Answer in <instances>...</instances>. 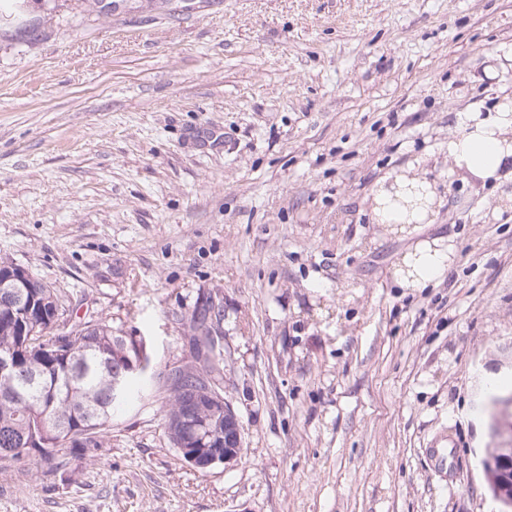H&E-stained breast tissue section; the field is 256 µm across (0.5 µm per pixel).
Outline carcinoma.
Segmentation results:
<instances>
[{
	"label": "carcinoma",
	"mask_w": 512,
	"mask_h": 512,
	"mask_svg": "<svg viewBox=\"0 0 512 512\" xmlns=\"http://www.w3.org/2000/svg\"><path fill=\"white\" fill-rule=\"evenodd\" d=\"M26 290L17 305L10 290ZM223 310L205 301L194 307L186 324L195 337V364L171 370L170 406L163 425L172 446L185 441L186 419L205 422L215 432L203 455L222 452V417L199 408L201 390L221 393L222 354L212 334ZM15 355L16 369L0 376V463L29 461L48 476L67 480L73 464L98 455L112 431V410L129 401L150 367L151 355L141 336H125L103 319L81 318L66 309L55 289L26 270L0 264V353ZM122 378L120 392L113 390Z\"/></svg>",
	"instance_id": "obj_1"
}]
</instances>
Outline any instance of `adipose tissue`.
<instances>
[{"label": "adipose tissue", "mask_w": 512, "mask_h": 512, "mask_svg": "<svg viewBox=\"0 0 512 512\" xmlns=\"http://www.w3.org/2000/svg\"><path fill=\"white\" fill-rule=\"evenodd\" d=\"M448 156L458 169L482 181L511 170L512 114L501 107L487 114L459 113L458 131L448 142ZM448 259L445 251L431 243L417 244L405 259V284L425 287L443 276Z\"/></svg>", "instance_id": "adipose-tissue-1"}]
</instances>
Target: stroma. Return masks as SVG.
<instances>
[{
    "label": "stroma",
    "mask_w": 512,
    "mask_h": 512,
    "mask_svg": "<svg viewBox=\"0 0 512 512\" xmlns=\"http://www.w3.org/2000/svg\"><path fill=\"white\" fill-rule=\"evenodd\" d=\"M512 102V0H19L0 16V260L145 337L155 373L76 482L0 465V512H498L512 438V177L454 170ZM415 172L429 224L377 223ZM443 277L394 280L417 243ZM213 297L240 460L163 427ZM452 446L455 474L429 459Z\"/></svg>",
    "instance_id": "1"
}]
</instances>
